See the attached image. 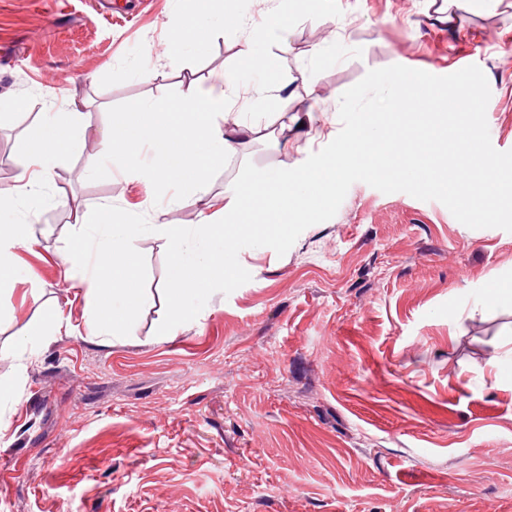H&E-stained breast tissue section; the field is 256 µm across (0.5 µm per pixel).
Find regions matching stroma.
<instances>
[{"label": "stroma", "mask_w": 512, "mask_h": 512, "mask_svg": "<svg viewBox=\"0 0 512 512\" xmlns=\"http://www.w3.org/2000/svg\"><path fill=\"white\" fill-rule=\"evenodd\" d=\"M280 0H224L237 31L167 59L168 30L194 0H0V193L43 113L82 112L84 140L50 161L33 239L16 251L11 315L0 322V512H512V233L472 229L440 202L354 183L336 215L304 230L285 255L240 251L251 279L213 294L193 324L158 339L165 305L163 240L134 245L147 293L133 335L102 346L86 334L80 289L60 252L86 206L112 204L172 224L222 214L245 162L294 168L342 128L339 100L368 70L447 71L452 53L485 73L491 142L512 150V0H314L272 28ZM279 59L280 98L241 50ZM153 72L142 77V61ZM235 89L224 129L255 119L227 165L179 205H155L150 182L110 166L88 178L109 108ZM24 108H16V101ZM310 113L281 129V113ZM63 323L21 361L16 331L43 308Z\"/></svg>", "instance_id": "obj_1"}]
</instances>
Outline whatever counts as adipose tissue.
Listing matches in <instances>:
<instances>
[{
    "label": "adipose tissue",
    "instance_id": "ef3b65f1",
    "mask_svg": "<svg viewBox=\"0 0 512 512\" xmlns=\"http://www.w3.org/2000/svg\"><path fill=\"white\" fill-rule=\"evenodd\" d=\"M197 3L198 9L194 15L182 17L171 26L168 54L170 64H180L184 46L205 37V19L224 14V0H197ZM83 131L82 113H44L37 132L26 141L18 162L17 191L12 195H0V212L15 211L25 205L36 184V176H48L49 158L71 152ZM31 238L32 227L29 224H0V297L7 292L14 278L17 247L28 243Z\"/></svg>",
    "mask_w": 512,
    "mask_h": 512
}]
</instances>
